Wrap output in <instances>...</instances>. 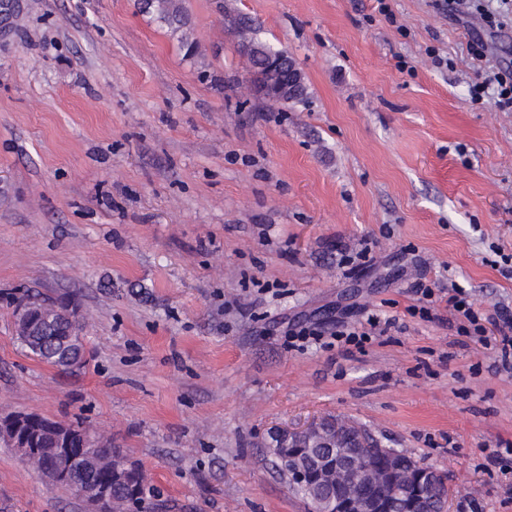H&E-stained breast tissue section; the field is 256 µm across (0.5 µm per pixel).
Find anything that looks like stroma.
<instances>
[{
    "mask_svg": "<svg viewBox=\"0 0 512 512\" xmlns=\"http://www.w3.org/2000/svg\"><path fill=\"white\" fill-rule=\"evenodd\" d=\"M182 0L197 42L135 0L0 11V414L83 417L174 512H311L268 433L333 416L444 471L451 512H512V374L409 287L512 310V112L469 93L512 36L467 4ZM293 56L306 104L244 88L238 19ZM443 59L435 66L433 57ZM368 258L343 262L341 246ZM75 299L65 373L14 335L9 294ZM398 317L363 348L331 336ZM293 321L325 329L298 348ZM0 512H84L0 443Z\"/></svg>",
    "mask_w": 512,
    "mask_h": 512,
    "instance_id": "stroma-1",
    "label": "stroma"
}]
</instances>
